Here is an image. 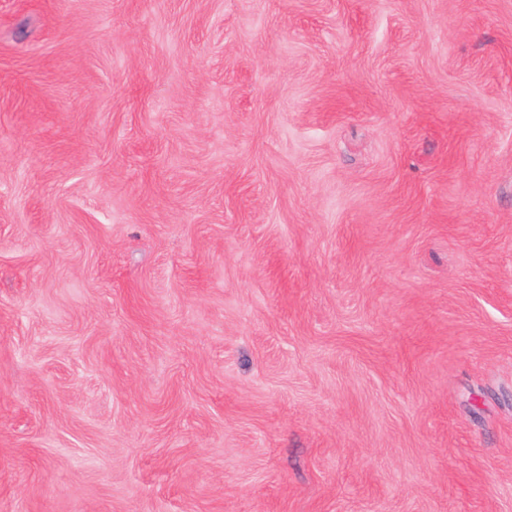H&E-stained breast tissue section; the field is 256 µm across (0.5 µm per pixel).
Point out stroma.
Listing matches in <instances>:
<instances>
[{
    "instance_id": "obj_1",
    "label": "stroma",
    "mask_w": 512,
    "mask_h": 512,
    "mask_svg": "<svg viewBox=\"0 0 512 512\" xmlns=\"http://www.w3.org/2000/svg\"><path fill=\"white\" fill-rule=\"evenodd\" d=\"M0 512H512V0H0Z\"/></svg>"
}]
</instances>
